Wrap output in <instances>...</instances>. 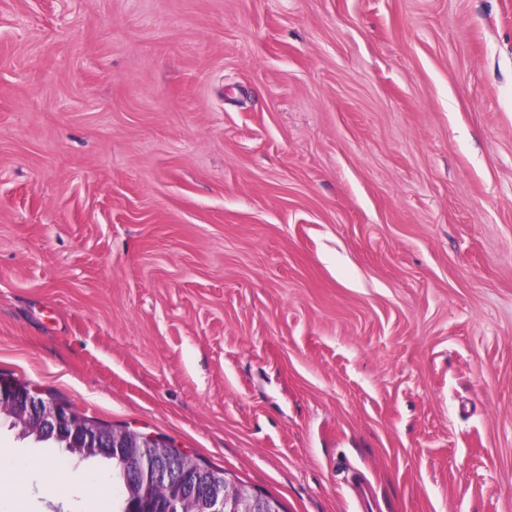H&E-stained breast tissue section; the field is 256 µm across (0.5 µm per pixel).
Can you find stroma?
<instances>
[{"label":"stroma","instance_id":"stroma-1","mask_svg":"<svg viewBox=\"0 0 512 512\" xmlns=\"http://www.w3.org/2000/svg\"><path fill=\"white\" fill-rule=\"evenodd\" d=\"M0 378L282 512H512V0H0Z\"/></svg>","mask_w":512,"mask_h":512}]
</instances>
